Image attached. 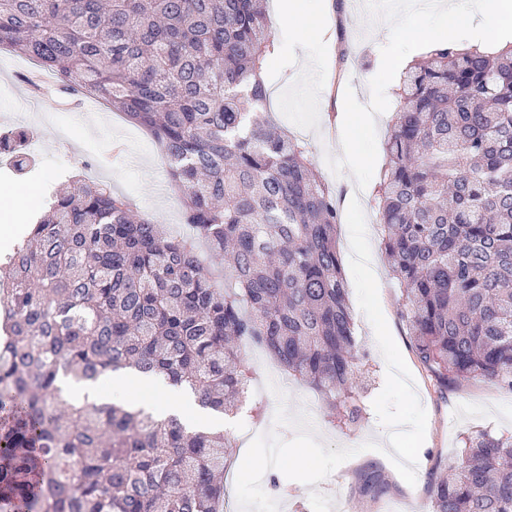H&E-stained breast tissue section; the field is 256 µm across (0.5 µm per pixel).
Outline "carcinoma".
Wrapping results in <instances>:
<instances>
[{"label":"carcinoma","instance_id":"cac0c4a2","mask_svg":"<svg viewBox=\"0 0 512 512\" xmlns=\"http://www.w3.org/2000/svg\"><path fill=\"white\" fill-rule=\"evenodd\" d=\"M274 49L260 0H0V50L150 131L234 280L216 288L194 246L106 184L53 196L0 263V509L224 512L233 438L66 405L63 376L159 377L226 413L250 391L248 339L360 420L336 190L259 111ZM396 95L376 204L416 355L440 387L512 391V45L434 49ZM361 481L384 492L375 471ZM433 512H512V437L467 438Z\"/></svg>","mask_w":512,"mask_h":512}]
</instances>
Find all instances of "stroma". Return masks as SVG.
<instances>
[{
    "mask_svg": "<svg viewBox=\"0 0 512 512\" xmlns=\"http://www.w3.org/2000/svg\"><path fill=\"white\" fill-rule=\"evenodd\" d=\"M265 8L276 45L265 61L268 117L306 144L323 180L343 189L352 180L350 171L333 174L325 156L331 138L341 130L337 120L346 88H353L360 103L369 101L368 81L380 68L383 46L378 29L365 14L348 7L341 19L327 21L325 31L307 35L305 47L300 48L284 27L275 0H266ZM340 24L345 26L350 44L346 59L337 39ZM34 68L28 58L0 52V135L25 128L23 147L34 160L29 173L22 177L15 175L11 162L0 163V185L32 191L41 206L62 185L90 178L108 184L114 193L126 198L135 214L162 224L171 236L191 235L152 136L98 102L60 94L55 82L34 89L28 78ZM374 192V185H367L358 198L376 260L380 303L428 414L417 479L415 484H407L384 453L365 451L314 485L292 481L287 490L279 492L270 478H263L262 487L278 501L279 512H432L435 474L457 462L468 436L483 430L512 436V392L479 379L438 387L417 359L409 325L401 314L402 290L383 252L384 231L371 202ZM348 304L365 372L358 380L364 408L358 423L348 428L333 421L319 395L287 372L279 374L278 392L268 390L266 372L273 362L258 344L246 340L241 344V356L252 376L253 403L249 410L229 418L230 435L250 431L256 421L262 431L274 429L282 439H292L296 434L292 426L274 424L276 395L281 392L287 397L289 412L309 415L318 441L329 449L355 447L368 440L386 444L387 431L373 408L385 383L386 363L356 294H349ZM369 469L378 470L385 479L386 488L380 496L359 491L358 478Z\"/></svg>",
    "mask_w": 512,
    "mask_h": 512,
    "instance_id": "obj_1",
    "label": "stroma"
}]
</instances>
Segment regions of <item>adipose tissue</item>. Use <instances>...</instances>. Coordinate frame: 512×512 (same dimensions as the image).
<instances>
[{"label": "adipose tissue", "instance_id": "1", "mask_svg": "<svg viewBox=\"0 0 512 512\" xmlns=\"http://www.w3.org/2000/svg\"><path fill=\"white\" fill-rule=\"evenodd\" d=\"M136 387L151 391V398L143 399L141 405L157 418H178L191 431H210L224 425L223 416L199 406L189 389L174 388L135 374L108 373L96 381L81 383L74 388L70 402L78 407L103 403L124 405L132 402L131 391Z\"/></svg>", "mask_w": 512, "mask_h": 512}]
</instances>
